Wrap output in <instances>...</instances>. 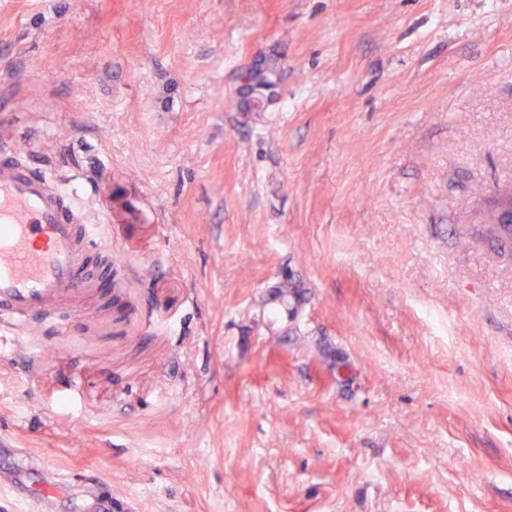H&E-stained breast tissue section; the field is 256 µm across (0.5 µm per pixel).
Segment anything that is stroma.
Listing matches in <instances>:
<instances>
[{
    "label": "stroma",
    "instance_id": "1",
    "mask_svg": "<svg viewBox=\"0 0 512 512\" xmlns=\"http://www.w3.org/2000/svg\"><path fill=\"white\" fill-rule=\"evenodd\" d=\"M0 152L110 220L103 307L0 330L66 512H512V0H0ZM244 77H248L249 86L254 88V91H256L257 88H266L271 90L276 86V70L271 63L253 70L250 73L246 69L243 70L240 73L239 78L242 79Z\"/></svg>",
    "mask_w": 512,
    "mask_h": 512
}]
</instances>
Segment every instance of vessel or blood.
Wrapping results in <instances>:
<instances>
[{
	"instance_id": "b4317fda",
	"label": "vessel or blood",
	"mask_w": 512,
	"mask_h": 512,
	"mask_svg": "<svg viewBox=\"0 0 512 512\" xmlns=\"http://www.w3.org/2000/svg\"><path fill=\"white\" fill-rule=\"evenodd\" d=\"M97 264L111 270L112 248L56 176L19 159L0 161V326L67 321L72 305L96 299ZM13 455L15 467H0V488L58 512L56 478L23 449Z\"/></svg>"
}]
</instances>
